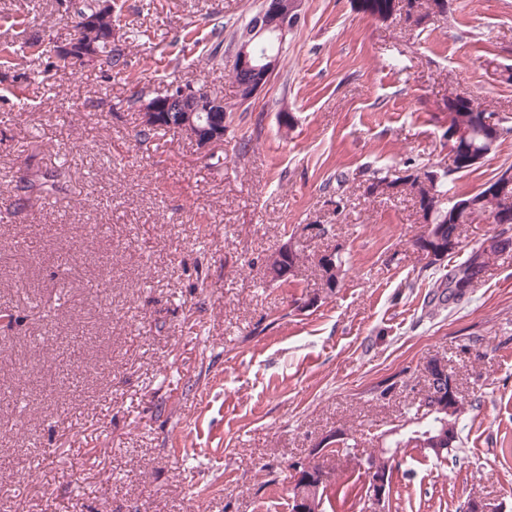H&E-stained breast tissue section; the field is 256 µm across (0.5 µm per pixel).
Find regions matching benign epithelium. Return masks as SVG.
<instances>
[{
	"label": "benign epithelium",
	"mask_w": 512,
	"mask_h": 512,
	"mask_svg": "<svg viewBox=\"0 0 512 512\" xmlns=\"http://www.w3.org/2000/svg\"><path fill=\"white\" fill-rule=\"evenodd\" d=\"M302 0H262V6L256 18L240 34L235 52L230 60V67L238 72L246 73L250 80L246 83L248 96L239 98L245 104L253 100L266 89L271 78L279 67L284 45L288 34L295 28L300 19ZM92 25L83 20L77 21V28L70 36L59 44V51L73 62H84L95 56V44L91 39L84 38ZM142 125L159 124L162 113H178L181 131L193 141L198 148L209 151L213 147L224 144L226 130L224 124L214 118L217 112H231L233 108L221 97L214 96L202 88L182 86L174 93H161L158 96L139 100ZM512 195V183L509 181L491 182L487 185L486 197L498 201ZM456 245V239L449 244L442 240L426 236L416 246L425 258H443L446 248ZM425 390L421 400L423 408L434 411L439 408L436 391L437 378H445L448 371H439L434 365L424 368ZM348 437L342 429H333L321 437L312 449V456L300 465L291 461V471L296 479L311 481L307 470L315 467L321 473H329L336 466L335 449L341 446V440ZM389 449L378 448L372 457H356L352 459V468L360 476L364 489L369 491L366 501L368 512H377L384 504L389 481L390 468H380L375 463L376 457H388Z\"/></svg>",
	"instance_id": "obj_1"
}]
</instances>
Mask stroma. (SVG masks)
<instances>
[{
	"mask_svg": "<svg viewBox=\"0 0 512 512\" xmlns=\"http://www.w3.org/2000/svg\"><path fill=\"white\" fill-rule=\"evenodd\" d=\"M114 2L121 74L60 68L62 0H0V45L39 47L0 64V315L14 318L0 323V512H289L290 461L333 428L353 454L387 447L434 358L464 399L462 445L440 466L400 455L385 512H465L473 497L512 512V249L469 301H430L512 224L464 225L431 265L412 246L415 201L366 191L376 170L450 165L456 88L509 132L455 193L512 165L497 72L512 66V0H455L420 33L359 0H303L270 84L208 152L173 130L138 143L136 100L176 80L235 102L234 39L261 0ZM290 241L304 258L271 281L265 259ZM331 249L345 274L329 291L316 258Z\"/></svg>",
	"mask_w": 512,
	"mask_h": 512,
	"instance_id": "35a3bbf8",
	"label": "stroma"
}]
</instances>
